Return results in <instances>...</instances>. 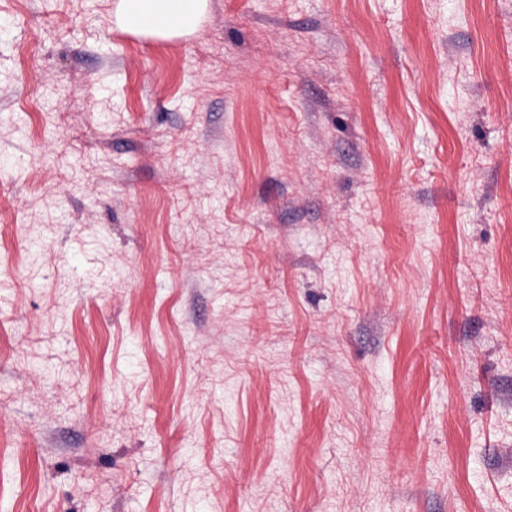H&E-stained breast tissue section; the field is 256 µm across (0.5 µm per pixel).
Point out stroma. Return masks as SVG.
<instances>
[{"mask_svg":"<svg viewBox=\"0 0 512 512\" xmlns=\"http://www.w3.org/2000/svg\"><path fill=\"white\" fill-rule=\"evenodd\" d=\"M0 0V512H512V0ZM209 0H117L112 23L138 37L169 41L198 32Z\"/></svg>","mask_w":512,"mask_h":512,"instance_id":"35a3bbf8","label":"stroma"}]
</instances>
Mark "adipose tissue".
<instances>
[{
    "label": "adipose tissue",
    "mask_w": 512,
    "mask_h": 512,
    "mask_svg": "<svg viewBox=\"0 0 512 512\" xmlns=\"http://www.w3.org/2000/svg\"><path fill=\"white\" fill-rule=\"evenodd\" d=\"M209 0H116L112 23L138 37L169 41L198 32Z\"/></svg>",
    "instance_id": "adipose-tissue-1"
}]
</instances>
